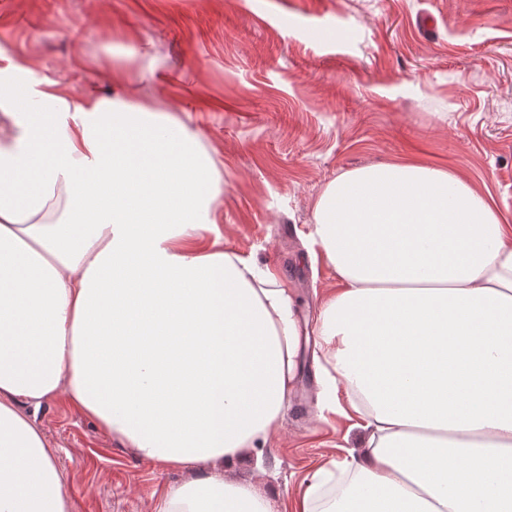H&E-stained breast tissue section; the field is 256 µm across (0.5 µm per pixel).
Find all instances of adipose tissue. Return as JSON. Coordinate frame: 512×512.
I'll return each instance as SVG.
<instances>
[{"instance_id":"obj_1","label":"adipose tissue","mask_w":512,"mask_h":512,"mask_svg":"<svg viewBox=\"0 0 512 512\" xmlns=\"http://www.w3.org/2000/svg\"><path fill=\"white\" fill-rule=\"evenodd\" d=\"M0 512H71L33 414L58 397L140 460L198 466L159 512H275L222 466L274 434L307 334L288 283L224 248L200 137L0 69ZM339 286L313 356L365 433L295 512H512V225L445 168L346 171L303 233Z\"/></svg>"}]
</instances>
